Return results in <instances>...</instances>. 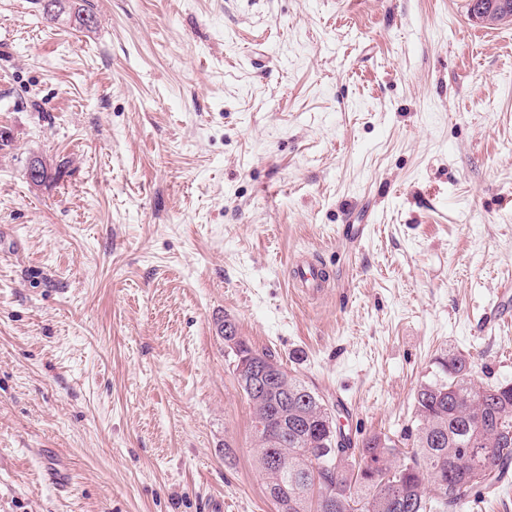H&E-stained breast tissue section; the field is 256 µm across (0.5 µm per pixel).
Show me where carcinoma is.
<instances>
[{
    "label": "carcinoma",
    "mask_w": 512,
    "mask_h": 512,
    "mask_svg": "<svg viewBox=\"0 0 512 512\" xmlns=\"http://www.w3.org/2000/svg\"><path fill=\"white\" fill-rule=\"evenodd\" d=\"M44 18L62 15L78 28L96 23L92 5L55 0ZM242 353L261 355L267 374L288 382V402L258 400L243 390L253 421L285 432L272 445L254 429L255 464L276 512H463L512 474V382L483 383L471 355L450 351L416 390L415 431L401 436L414 450L397 457V441L371 434L361 447L337 426L324 399L288 374L269 349L239 337ZM434 486L435 495L425 492Z\"/></svg>",
    "instance_id": "carcinoma-1"
}]
</instances>
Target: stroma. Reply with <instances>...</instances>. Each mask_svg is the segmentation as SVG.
Segmentation results:
<instances>
[{"label": "stroma", "mask_w": 512, "mask_h": 512, "mask_svg": "<svg viewBox=\"0 0 512 512\" xmlns=\"http://www.w3.org/2000/svg\"><path fill=\"white\" fill-rule=\"evenodd\" d=\"M91 3L79 30L0 0V512H275L226 317L355 442L413 428L448 350L512 381V22ZM293 274L295 288L307 296H318L326 287L327 271L317 260L297 262Z\"/></svg>", "instance_id": "1"}]
</instances>
